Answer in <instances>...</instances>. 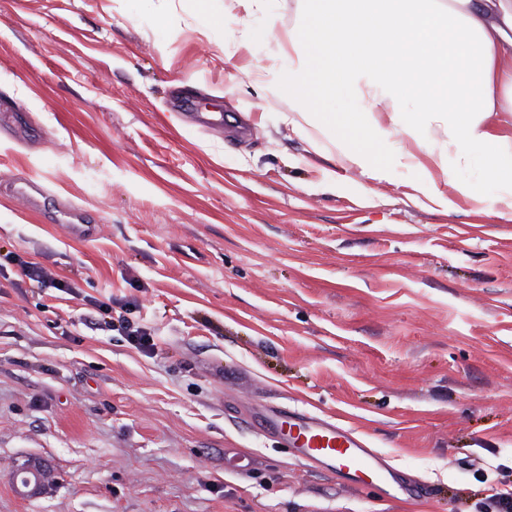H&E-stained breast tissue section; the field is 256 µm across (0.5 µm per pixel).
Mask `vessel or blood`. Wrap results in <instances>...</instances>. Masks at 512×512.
<instances>
[{
  "instance_id": "1",
  "label": "vessel or blood",
  "mask_w": 512,
  "mask_h": 512,
  "mask_svg": "<svg viewBox=\"0 0 512 512\" xmlns=\"http://www.w3.org/2000/svg\"><path fill=\"white\" fill-rule=\"evenodd\" d=\"M267 424L285 437L288 450L296 451L315 463H322L343 474L354 476L370 470L381 473L380 454L350 428L318 416L274 411Z\"/></svg>"
}]
</instances>
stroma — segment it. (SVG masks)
I'll use <instances>...</instances> for the list:
<instances>
[{
  "label": "stroma",
  "instance_id": "stroma-1",
  "mask_svg": "<svg viewBox=\"0 0 512 512\" xmlns=\"http://www.w3.org/2000/svg\"><path fill=\"white\" fill-rule=\"evenodd\" d=\"M300 23L298 0L220 30L190 0H0V257L80 291L0 267V512H492L512 486V221L411 201L443 124L393 135L381 181L294 134L267 84ZM77 208L91 238L54 220ZM273 409L353 428L420 493L289 454ZM5 258L15 263L20 267V274L26 277L29 281L37 283L38 287L57 288L61 291H68L75 293L76 286L59 279L58 275L50 268H47L40 263L30 262L23 260L19 255L9 253ZM46 476L47 473L38 463L29 461L17 472L16 487L24 495H35L42 486ZM18 483L24 490L18 487Z\"/></svg>",
  "mask_w": 512,
  "mask_h": 512
}]
</instances>
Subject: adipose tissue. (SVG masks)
<instances>
[{
    "label": "adipose tissue",
    "mask_w": 512,
    "mask_h": 512,
    "mask_svg": "<svg viewBox=\"0 0 512 512\" xmlns=\"http://www.w3.org/2000/svg\"><path fill=\"white\" fill-rule=\"evenodd\" d=\"M303 22L288 33V65L274 94L297 106L287 121L340 143L372 179L402 155L386 150L397 133L434 122L448 127L454 166L479 161L485 187L459 186L479 212L512 216V0H300ZM370 91L389 103L388 123L361 101L336 112L342 94ZM415 101V111L402 104Z\"/></svg>",
    "instance_id": "ef3b65f1"
}]
</instances>
